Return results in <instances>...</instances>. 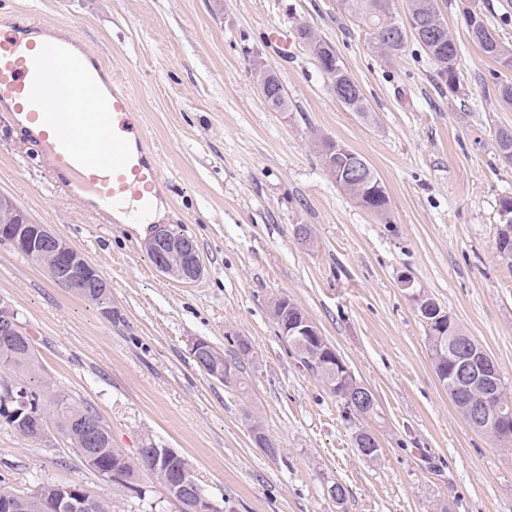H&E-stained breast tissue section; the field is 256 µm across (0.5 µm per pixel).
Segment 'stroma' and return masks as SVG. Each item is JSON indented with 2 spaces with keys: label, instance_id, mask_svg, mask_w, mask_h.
Wrapping results in <instances>:
<instances>
[{
  "label": "stroma",
  "instance_id": "35a3bbf8",
  "mask_svg": "<svg viewBox=\"0 0 512 512\" xmlns=\"http://www.w3.org/2000/svg\"><path fill=\"white\" fill-rule=\"evenodd\" d=\"M460 48L449 92L416 42L385 56L339 0H0V25L77 33L132 95L157 148L161 224L196 244L204 266L183 284L159 273L143 243L153 225L124 224L58 186L0 108V194L82 252L108 281L112 313L56 284L0 245V295L32 328L56 394L95 409L127 455L155 444L185 457L222 512H512V443L473 430L434 372L424 328L402 288L436 300L512 387V266L496 250L512 166L496 136L512 130L507 75L471 37L479 8L512 48V0H438ZM336 50L373 113L363 120L331 91L295 29ZM260 54L288 91L268 108L251 71ZM361 154L388 194L365 209L322 166L320 139ZM308 225L309 243L295 235ZM288 296L374 394L375 416L341 404L279 334ZM225 358L247 340L241 385L195 363L194 339ZM261 421L281 453L269 458ZM381 445L375 461L358 428ZM79 484L111 512H178L140 476L130 490L100 480L55 432L26 439L0 425V482ZM347 490L344 505L326 493Z\"/></svg>",
  "mask_w": 512,
  "mask_h": 512
}]
</instances>
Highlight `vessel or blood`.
Here are the masks:
<instances>
[{
  "instance_id": "b4317fda",
  "label": "vessel or blood",
  "mask_w": 512,
  "mask_h": 512,
  "mask_svg": "<svg viewBox=\"0 0 512 512\" xmlns=\"http://www.w3.org/2000/svg\"><path fill=\"white\" fill-rule=\"evenodd\" d=\"M108 74L102 61L78 51L74 35L58 33L36 45L0 31V105L12 106L16 128H40L33 146L61 185L90 196L99 213L117 211L136 222L160 197L162 180L156 153L134 121L131 95ZM66 78L87 111L59 110Z\"/></svg>"
}]
</instances>
